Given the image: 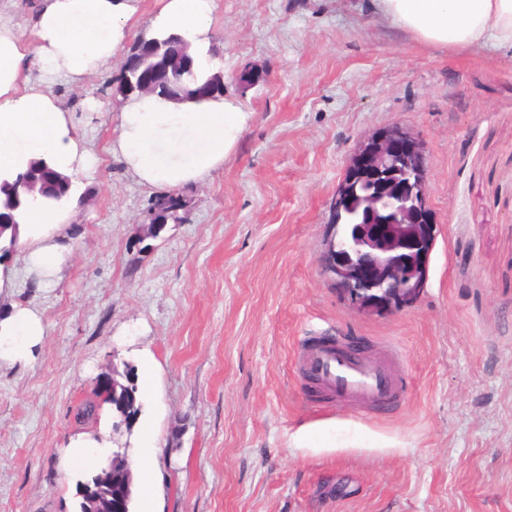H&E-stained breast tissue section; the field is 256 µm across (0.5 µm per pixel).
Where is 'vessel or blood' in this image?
Here are the masks:
<instances>
[{
    "label": "vessel or blood",
    "instance_id": "1",
    "mask_svg": "<svg viewBox=\"0 0 512 512\" xmlns=\"http://www.w3.org/2000/svg\"><path fill=\"white\" fill-rule=\"evenodd\" d=\"M390 363V357L375 361L350 354L342 340L320 338L304 348L300 360L303 372L338 402L381 411L399 404L403 394Z\"/></svg>",
    "mask_w": 512,
    "mask_h": 512
}]
</instances>
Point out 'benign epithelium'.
<instances>
[{"label": "benign epithelium", "instance_id": "obj_1", "mask_svg": "<svg viewBox=\"0 0 512 512\" xmlns=\"http://www.w3.org/2000/svg\"><path fill=\"white\" fill-rule=\"evenodd\" d=\"M174 65L193 59L178 42L169 51ZM424 144L400 126L374 132L351 156L333 204L336 234L322 271L337 289L363 308L410 298L424 287L434 245V216L426 199ZM18 200L41 193L35 179L13 181ZM131 463L114 452L100 474L98 497L79 493L86 512H112V491L130 488Z\"/></svg>", "mask_w": 512, "mask_h": 512}]
</instances>
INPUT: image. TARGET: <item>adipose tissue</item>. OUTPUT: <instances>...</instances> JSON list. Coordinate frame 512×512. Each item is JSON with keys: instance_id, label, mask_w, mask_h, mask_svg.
I'll use <instances>...</instances> for the list:
<instances>
[{"instance_id": "ef3b65f1", "label": "adipose tissue", "mask_w": 512, "mask_h": 512, "mask_svg": "<svg viewBox=\"0 0 512 512\" xmlns=\"http://www.w3.org/2000/svg\"><path fill=\"white\" fill-rule=\"evenodd\" d=\"M393 26L433 45L512 51V0H376ZM215 0H160L147 38L174 36L187 44L197 71L223 68L209 53ZM137 0H42L30 34L0 20V181L42 160L65 175L89 168L94 156L76 121L49 87H29L28 75L73 83L107 70L138 26ZM252 119L236 100L173 101L154 94L126 99L115 115L112 154L144 186L165 190L208 180L221 170ZM81 191L57 202L20 208L5 237L20 258L47 278L68 254L69 226ZM46 334L41 316L18 307L0 320V360L28 361Z\"/></svg>"}]
</instances>
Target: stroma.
<instances>
[{
    "label": "stroma",
    "instance_id": "1",
    "mask_svg": "<svg viewBox=\"0 0 512 512\" xmlns=\"http://www.w3.org/2000/svg\"><path fill=\"white\" fill-rule=\"evenodd\" d=\"M211 46L253 118L155 238L154 190L111 152L123 58L51 85L97 162L56 280L5 261L0 319L34 309L46 336L0 361V512H78L70 442L135 461L148 428L159 512H512V54L421 43L373 0H216ZM394 125L425 145L434 247L414 299L366 311L322 258L356 144ZM328 336L398 352L393 413L306 384L298 352ZM115 370L136 422H77Z\"/></svg>",
    "mask_w": 512,
    "mask_h": 512
}]
</instances>
